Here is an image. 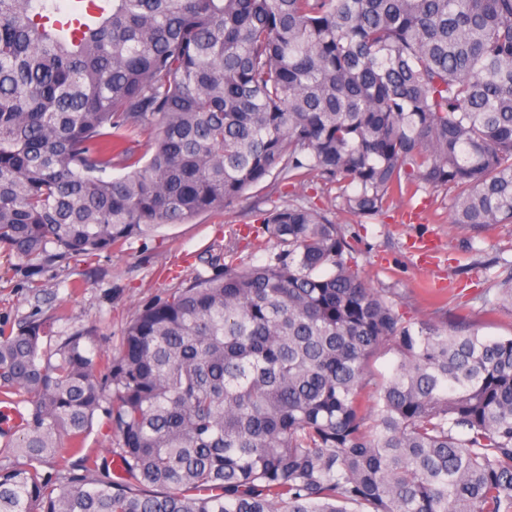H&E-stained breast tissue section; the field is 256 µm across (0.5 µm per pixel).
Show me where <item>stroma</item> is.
Instances as JSON below:
<instances>
[{
	"mask_svg": "<svg viewBox=\"0 0 512 512\" xmlns=\"http://www.w3.org/2000/svg\"><path fill=\"white\" fill-rule=\"evenodd\" d=\"M299 194L335 212L355 248L359 275L394 297L405 317L455 329L473 324L492 338L512 336V308L497 304L495 279L503 264H512V224L478 237L451 227L453 194L444 189L418 192L366 221L336 213L335 187L314 178L302 187L266 178L224 210L159 226L88 265L32 278L25 260L0 257V319L52 308L60 315L59 329L94 325L102 335L120 338L137 309L175 287L177 278L204 270L208 253L224 246L229 227H257L261 213Z\"/></svg>",
	"mask_w": 512,
	"mask_h": 512,
	"instance_id": "stroma-1",
	"label": "stroma"
}]
</instances>
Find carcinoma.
Returning <instances> with one entry per match:
<instances>
[{"label": "carcinoma", "mask_w": 512, "mask_h": 512, "mask_svg": "<svg viewBox=\"0 0 512 512\" xmlns=\"http://www.w3.org/2000/svg\"><path fill=\"white\" fill-rule=\"evenodd\" d=\"M70 2L0 0V254L29 276L271 175L361 219L453 189L452 226L512 224V0ZM261 224L266 264L229 229L113 351L0 323V512H512V337L404 318L309 202Z\"/></svg>", "instance_id": "obj_1"}]
</instances>
